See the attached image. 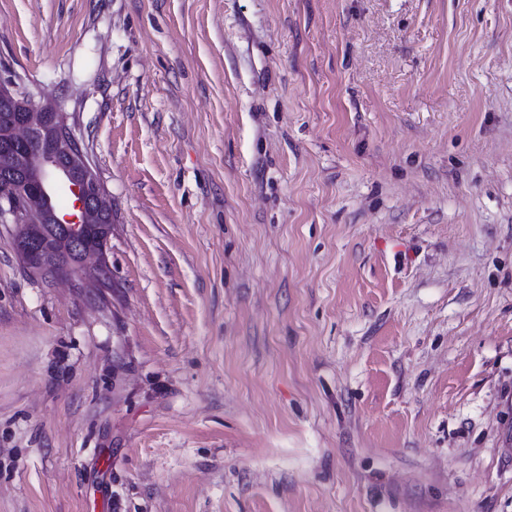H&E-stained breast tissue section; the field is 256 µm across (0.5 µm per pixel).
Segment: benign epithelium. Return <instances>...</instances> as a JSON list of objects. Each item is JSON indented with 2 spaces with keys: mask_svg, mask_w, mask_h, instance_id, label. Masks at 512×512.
Instances as JSON below:
<instances>
[{
  "mask_svg": "<svg viewBox=\"0 0 512 512\" xmlns=\"http://www.w3.org/2000/svg\"><path fill=\"white\" fill-rule=\"evenodd\" d=\"M0 98L11 99L15 106L0 131V156L5 160L0 167L12 173L6 179L0 177V223L22 229L15 245L24 266L38 274L49 270L56 276L79 279L92 271L102 277L112 229L93 247L86 245L85 231L89 224L112 223V205L66 114L16 98L9 86L1 83ZM37 125L48 133L50 146L41 158L42 173L33 174L27 168L14 167L11 156L29 146ZM51 171L63 178L78 214L69 218L45 204L47 173Z\"/></svg>",
  "mask_w": 512,
  "mask_h": 512,
  "instance_id": "obj_1",
  "label": "benign epithelium"
}]
</instances>
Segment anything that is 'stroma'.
Instances as JSON below:
<instances>
[{
  "mask_svg": "<svg viewBox=\"0 0 512 512\" xmlns=\"http://www.w3.org/2000/svg\"><path fill=\"white\" fill-rule=\"evenodd\" d=\"M112 201L0 224V512H512V0H0Z\"/></svg>",
  "mask_w": 512,
  "mask_h": 512,
  "instance_id": "35a3bbf8",
  "label": "stroma"
}]
</instances>
